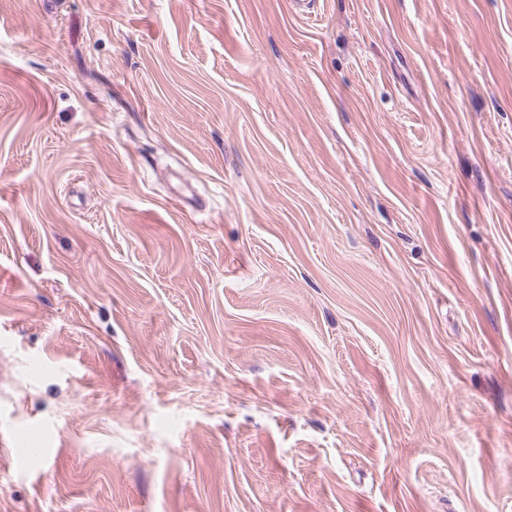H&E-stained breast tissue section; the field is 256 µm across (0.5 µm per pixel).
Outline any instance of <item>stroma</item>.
<instances>
[{"label": "stroma", "mask_w": 512, "mask_h": 512, "mask_svg": "<svg viewBox=\"0 0 512 512\" xmlns=\"http://www.w3.org/2000/svg\"><path fill=\"white\" fill-rule=\"evenodd\" d=\"M0 0V512H512V0Z\"/></svg>", "instance_id": "obj_1"}]
</instances>
